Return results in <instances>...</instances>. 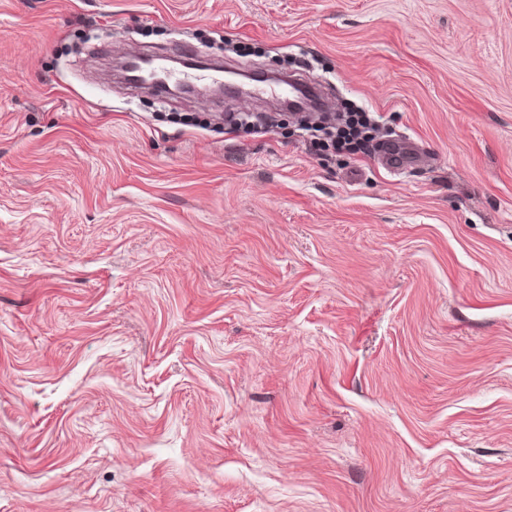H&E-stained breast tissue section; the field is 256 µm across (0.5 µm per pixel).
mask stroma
Masks as SVG:
<instances>
[{
    "label": "stroma",
    "instance_id": "obj_1",
    "mask_svg": "<svg viewBox=\"0 0 512 512\" xmlns=\"http://www.w3.org/2000/svg\"><path fill=\"white\" fill-rule=\"evenodd\" d=\"M182 46L424 159L107 77ZM0 512H512V0H0ZM368 112H350V117L347 122L348 130H343L340 134L337 145L344 146L349 152H356L364 150L371 139L370 134L362 135L363 131H372L377 124V121L372 119ZM336 144L332 146L336 148ZM382 166L392 174L401 173L420 160L421 153L410 140L389 141L379 149Z\"/></svg>",
    "mask_w": 512,
    "mask_h": 512
}]
</instances>
